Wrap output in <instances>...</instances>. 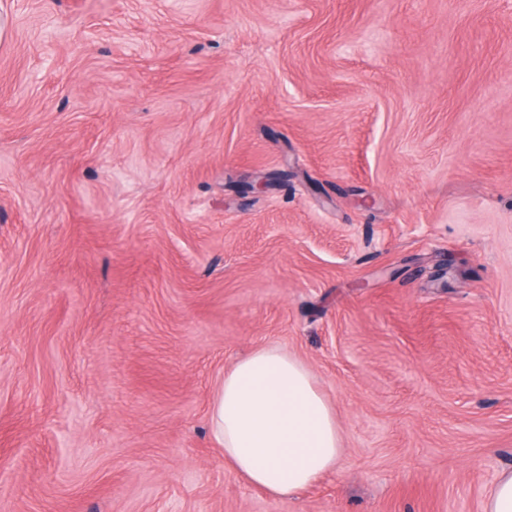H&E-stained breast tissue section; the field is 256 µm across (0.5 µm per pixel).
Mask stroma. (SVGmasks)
I'll use <instances>...</instances> for the list:
<instances>
[{
	"label": "stroma",
	"instance_id": "35a3bbf8",
	"mask_svg": "<svg viewBox=\"0 0 512 512\" xmlns=\"http://www.w3.org/2000/svg\"><path fill=\"white\" fill-rule=\"evenodd\" d=\"M0 23V512H484L512 471V0ZM269 344L342 446L284 499L210 425Z\"/></svg>",
	"mask_w": 512,
	"mask_h": 512
}]
</instances>
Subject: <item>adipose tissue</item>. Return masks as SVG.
<instances>
[{
    "label": "adipose tissue",
    "instance_id": "ef3b65f1",
    "mask_svg": "<svg viewBox=\"0 0 512 512\" xmlns=\"http://www.w3.org/2000/svg\"><path fill=\"white\" fill-rule=\"evenodd\" d=\"M211 419L225 463L275 499L308 487L341 456L332 405L306 365L274 345L225 371Z\"/></svg>",
    "mask_w": 512,
    "mask_h": 512
}]
</instances>
